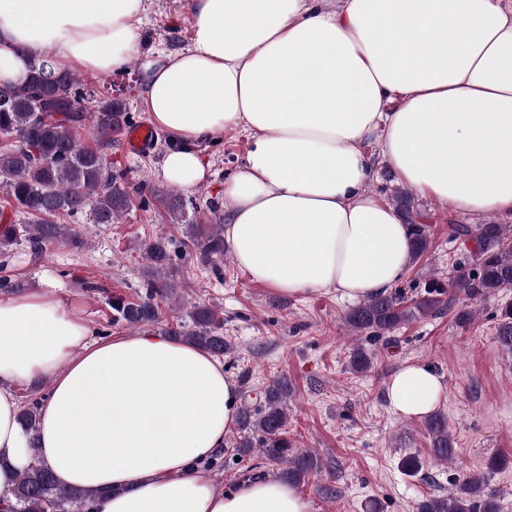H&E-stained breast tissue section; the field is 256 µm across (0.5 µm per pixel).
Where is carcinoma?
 Segmentation results:
<instances>
[{"mask_svg": "<svg viewBox=\"0 0 512 512\" xmlns=\"http://www.w3.org/2000/svg\"><path fill=\"white\" fill-rule=\"evenodd\" d=\"M91 94L84 91L74 75L55 69L47 59H34L29 81L20 86L0 85V135L15 140L7 150H0V181L7 188V202L17 212L28 216L25 224L4 221L0 212V247L27 242L37 251L46 246L70 243L78 246V238L61 217L89 211L95 224H112L132 203V196L143 193L144 186H130L120 175L112 173V165L104 154L89 147L78 137L85 122L92 123L98 138L112 143V134L129 123L124 101L105 96L95 110L87 112L84 102ZM398 210L410 227L412 260L424 256L430 246L426 224L412 216V200L405 193L396 196ZM456 237L473 243L476 267L448 274V284L433 280L424 294L403 306L397 293L371 297L351 309L346 323L352 331L378 340L417 315L437 313L453 308L456 294L470 300L512 288V225L478 224L470 228L457 224ZM183 242L187 253L204 264L216 263L224 257V227L220 224H189ZM143 252L156 275L147 280L145 289L135 301L122 296L109 300L112 323L141 326L157 318V300L174 293L164 273L171 261L170 239L158 236L144 244ZM448 299H442L443 295ZM191 325L180 323L168 329L171 336H182L193 345L215 355L230 351L224 339V317L209 305L193 307ZM496 339L512 353V303L501 308ZM350 366L365 372L371 358L362 347L351 353ZM291 387L286 378H278L265 386L255 398L243 400L240 409V435L234 443L237 454L246 456L255 448L266 458L284 464L281 478L298 484L318 468V459L308 450L294 448L287 431V402ZM434 457L448 461L455 455L454 441L448 431V419L440 412L424 418ZM92 492L61 489L53 476L38 460L20 475L15 490V503L5 512H77L91 498ZM497 493L490 489L488 478L472 476L459 485L457 492L446 497L428 498L418 504L416 512H498Z\"/></svg>", "mask_w": 512, "mask_h": 512, "instance_id": "obj_1", "label": "carcinoma"}]
</instances>
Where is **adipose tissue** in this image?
<instances>
[{"label": "adipose tissue", "mask_w": 512, "mask_h": 512, "mask_svg": "<svg viewBox=\"0 0 512 512\" xmlns=\"http://www.w3.org/2000/svg\"><path fill=\"white\" fill-rule=\"evenodd\" d=\"M144 0H0V82L32 55L104 75L136 47ZM191 48L140 57L143 101L172 147L162 176L206 177L197 144L252 138L222 191L237 267L277 293L387 294L410 263L400 214L369 191L379 163L449 210L512 215V0H191ZM48 379L39 430L17 387ZM444 389L406 363L385 386L404 418ZM238 420V389L208 351L155 333L90 338L43 293L0 298V506L39 460L91 512H311L266 476L219 488L203 461Z\"/></svg>", "instance_id": "adipose-tissue-1"}]
</instances>
